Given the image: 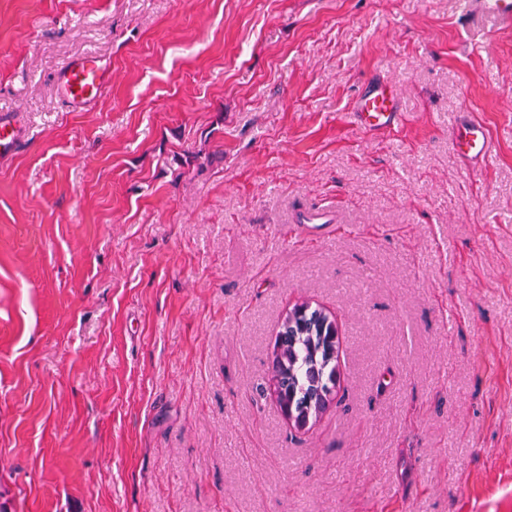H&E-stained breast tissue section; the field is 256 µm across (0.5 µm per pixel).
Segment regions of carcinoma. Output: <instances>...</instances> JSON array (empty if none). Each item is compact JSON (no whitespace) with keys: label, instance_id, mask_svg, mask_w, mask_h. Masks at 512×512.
Segmentation results:
<instances>
[{"label":"carcinoma","instance_id":"cac0c4a2","mask_svg":"<svg viewBox=\"0 0 512 512\" xmlns=\"http://www.w3.org/2000/svg\"><path fill=\"white\" fill-rule=\"evenodd\" d=\"M306 312L288 319L286 346L277 361L279 390L293 412L313 416L315 399L336 385V342L332 323L319 309L303 304Z\"/></svg>","mask_w":512,"mask_h":512}]
</instances>
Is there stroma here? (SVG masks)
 Instances as JSON below:
<instances>
[{
	"label": "stroma",
	"mask_w": 512,
	"mask_h": 512,
	"mask_svg": "<svg viewBox=\"0 0 512 512\" xmlns=\"http://www.w3.org/2000/svg\"><path fill=\"white\" fill-rule=\"evenodd\" d=\"M95 54L112 80L56 90ZM403 121L351 115L371 77ZM8 512H512V33L463 0H0ZM497 154L469 168L461 113ZM338 374L270 389L294 305ZM109 74L93 54H83L68 61L56 76L57 90L72 110L96 103L109 81ZM2 112L0 114V157L17 152L23 142L29 141L26 128L18 118Z\"/></svg>",
	"instance_id": "35a3bbf8"
}]
</instances>
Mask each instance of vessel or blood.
Instances as JSON below:
<instances>
[{"mask_svg": "<svg viewBox=\"0 0 512 512\" xmlns=\"http://www.w3.org/2000/svg\"><path fill=\"white\" fill-rule=\"evenodd\" d=\"M466 3L469 12L490 16L500 29L512 30V0H466ZM108 81V73L92 54L71 59L56 76L60 97L74 110L95 104ZM351 113L360 128L373 133L392 130L403 118L392 83L382 77L373 78L360 88ZM453 138L460 158L475 169L485 166L496 152L484 125L467 114L460 116ZM27 139V130L18 118L0 114V157L15 154Z\"/></svg>", "mask_w": 512, "mask_h": 512, "instance_id": "obj_1", "label": "vessel or blood"}]
</instances>
